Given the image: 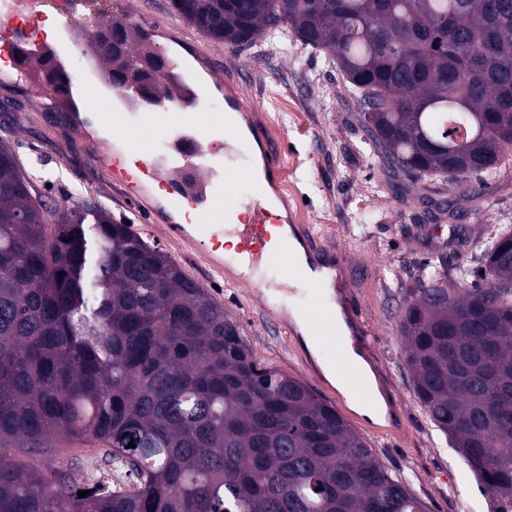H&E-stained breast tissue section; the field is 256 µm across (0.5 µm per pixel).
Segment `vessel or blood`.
<instances>
[{
    "label": "vessel or blood",
    "mask_w": 512,
    "mask_h": 512,
    "mask_svg": "<svg viewBox=\"0 0 512 512\" xmlns=\"http://www.w3.org/2000/svg\"><path fill=\"white\" fill-rule=\"evenodd\" d=\"M71 79L79 85L94 123L130 142L132 153L139 156L138 169L163 184L176 203L198 211L200 224L191 229L169 224L170 236L193 246L216 273L233 283L248 280L251 269L263 262L267 246H274L281 279L304 295L301 313L309 334L347 378L351 399L362 402L373 395L372 385L345 351L344 332L364 327L361 309L336 298L338 288L353 286L346 274L349 260L326 249L310 225L292 223L277 210L272 196L282 181L281 157L263 127L253 122L240 128L243 108L232 98L223 112L196 111L205 86L186 82L172 70L165 81L176 87L181 103L165 111L122 84L113 88V111H105L95 83L78 72ZM216 126L223 128V136H211ZM255 141L262 147L258 160L251 153ZM244 184L250 188L245 197L239 193ZM227 237L237 241L236 254L228 259L221 252Z\"/></svg>",
    "instance_id": "1"
}]
</instances>
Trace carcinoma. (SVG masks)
<instances>
[{"instance_id":"carcinoma-1","label":"carcinoma","mask_w":512,"mask_h":512,"mask_svg":"<svg viewBox=\"0 0 512 512\" xmlns=\"http://www.w3.org/2000/svg\"><path fill=\"white\" fill-rule=\"evenodd\" d=\"M170 0L214 42L292 35L353 89L389 168L477 203L512 150V0ZM133 70L140 31L113 18ZM477 62L456 68L444 45ZM69 95L61 68L49 82ZM477 269L441 261L399 315L413 391L483 487L512 505V230ZM106 449L85 497L43 462ZM135 447H128L129 443ZM0 512H426L336 409L260 365L224 307L86 201L52 209L0 144Z\"/></svg>"}]
</instances>
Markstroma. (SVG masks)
<instances>
[{
    "label": "stroma",
    "mask_w": 512,
    "mask_h": 512,
    "mask_svg": "<svg viewBox=\"0 0 512 512\" xmlns=\"http://www.w3.org/2000/svg\"><path fill=\"white\" fill-rule=\"evenodd\" d=\"M111 11L154 27L158 43L186 76L205 82L201 109L221 110L225 94H238L250 118L282 147L284 181L291 188L289 216L304 215L323 241L345 250L360 266L354 300L379 375L396 396L398 430L361 421L340 395L314 378L289 333L270 330L260 293L222 281L199 252L170 238L165 221L175 212L153 196L152 181L142 182L148 196L143 204L131 202L122 187L104 179L91 153H119L123 147L94 124L79 129L69 122V114L85 111L81 94L59 110L51 96L33 95L30 78H18L13 66H0V143L12 148L35 194L51 204L93 200L115 221L159 245L223 306L258 363L298 379L336 408L427 512H497L491 493L414 395L398 317L406 285L426 264L442 256L453 265L469 263L476 243L497 228L512 227V168L489 183L481 212H471L469 203L458 199L457 218L435 220L422 199H447V185L433 181L422 193L409 176L383 166L366 143L348 84L322 54L296 41L279 50L273 37L247 48L215 43L174 16L168 0H112ZM103 454L88 444L65 445L54 462L69 469L78 486L90 488L112 481Z\"/></svg>",
    "instance_id": "35a3bbf8"
}]
</instances>
